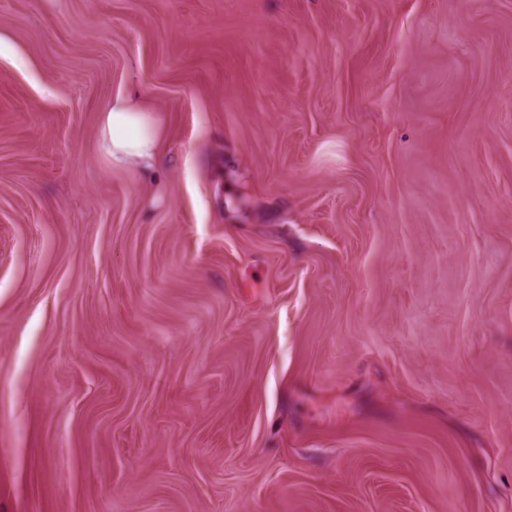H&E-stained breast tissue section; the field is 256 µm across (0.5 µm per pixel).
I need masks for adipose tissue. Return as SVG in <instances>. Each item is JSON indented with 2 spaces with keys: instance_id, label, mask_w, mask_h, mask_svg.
Instances as JSON below:
<instances>
[{
  "instance_id": "adipose-tissue-1",
  "label": "adipose tissue",
  "mask_w": 512,
  "mask_h": 512,
  "mask_svg": "<svg viewBox=\"0 0 512 512\" xmlns=\"http://www.w3.org/2000/svg\"><path fill=\"white\" fill-rule=\"evenodd\" d=\"M101 148L112 162L151 168L159 156L160 130L130 95H119L101 114Z\"/></svg>"
}]
</instances>
